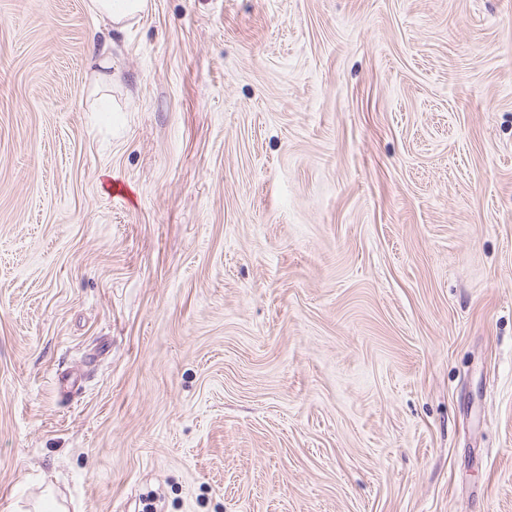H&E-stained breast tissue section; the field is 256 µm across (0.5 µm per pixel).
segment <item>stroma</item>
<instances>
[{
  "label": "stroma",
  "instance_id": "stroma-1",
  "mask_svg": "<svg viewBox=\"0 0 512 512\" xmlns=\"http://www.w3.org/2000/svg\"><path fill=\"white\" fill-rule=\"evenodd\" d=\"M86 4L0 0V512H512V0ZM147 7V0H90L89 9L105 20L112 30L123 31Z\"/></svg>",
  "mask_w": 512,
  "mask_h": 512
}]
</instances>
